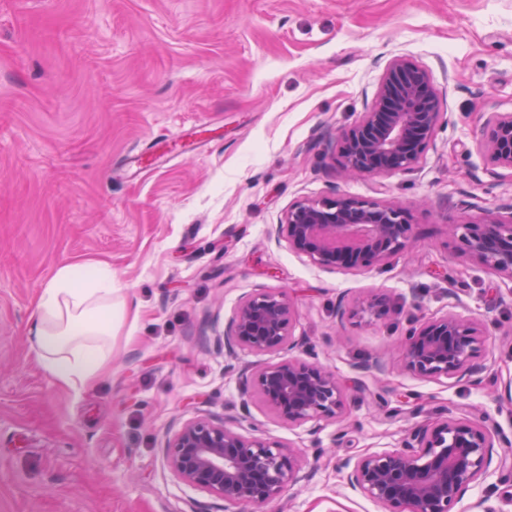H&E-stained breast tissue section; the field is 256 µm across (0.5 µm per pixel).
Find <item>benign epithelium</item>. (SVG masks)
Here are the masks:
<instances>
[{
  "mask_svg": "<svg viewBox=\"0 0 512 512\" xmlns=\"http://www.w3.org/2000/svg\"><path fill=\"white\" fill-rule=\"evenodd\" d=\"M442 118L429 73L402 60L383 78L373 110L343 136L340 165L349 175L406 171L416 165ZM492 166L512 170V113L493 112L480 131ZM408 215L400 208L352 196L305 199L288 207L277 238L322 269L370 267L406 249ZM460 242L458 260L512 281V202L483 209L478 222L448 225ZM298 311L282 291L253 292L239 303L224 332V352L265 353L295 344ZM489 340L468 315L447 312L413 320L402 338L403 366L424 379L471 377ZM241 378L262 402L290 424L339 419L345 409L340 379L329 369L295 358ZM495 435L482 418L447 416L416 425L400 448L364 454L348 469V484L389 512H455L493 460ZM169 470L182 483L224 503V509L262 512L308 478L301 454L262 436H245L224 421L200 416L185 422L163 448Z\"/></svg>",
  "mask_w": 512,
  "mask_h": 512,
  "instance_id": "1",
  "label": "benign epithelium"
}]
</instances>
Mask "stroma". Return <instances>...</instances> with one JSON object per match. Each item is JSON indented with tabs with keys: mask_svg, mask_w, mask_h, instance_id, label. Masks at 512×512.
I'll return each mask as SVG.
<instances>
[{
	"mask_svg": "<svg viewBox=\"0 0 512 512\" xmlns=\"http://www.w3.org/2000/svg\"><path fill=\"white\" fill-rule=\"evenodd\" d=\"M427 70L443 119L413 169L343 179L330 151L370 111L394 59ZM512 113V0H0V512H187L221 501L169 470L186 421L223 419L301 449L309 480L269 512H386L344 462L401 447L445 413L512 437V281L457 259L449 224L512 199L476 133ZM396 205L414 245L384 265L322 269L270 230L293 203ZM112 270V372L77 393L35 362L27 328L66 265ZM282 289L292 354L345 385L341 420L290 425L224 354L241 299ZM389 298L384 318L361 312ZM476 317L478 374L420 379L399 342L411 319ZM512 512V465L463 497Z\"/></svg>",
	"mask_w": 512,
	"mask_h": 512,
	"instance_id": "obj_1",
	"label": "stroma"
}]
</instances>
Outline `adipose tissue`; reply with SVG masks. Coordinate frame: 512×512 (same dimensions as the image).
Instances as JSON below:
<instances>
[{"label": "adipose tissue", "instance_id": "ef3b65f1", "mask_svg": "<svg viewBox=\"0 0 512 512\" xmlns=\"http://www.w3.org/2000/svg\"><path fill=\"white\" fill-rule=\"evenodd\" d=\"M112 271L103 264L67 265L42 288L29 322L30 351L58 385L80 392L109 372L114 320Z\"/></svg>", "mask_w": 512, "mask_h": 512}]
</instances>
